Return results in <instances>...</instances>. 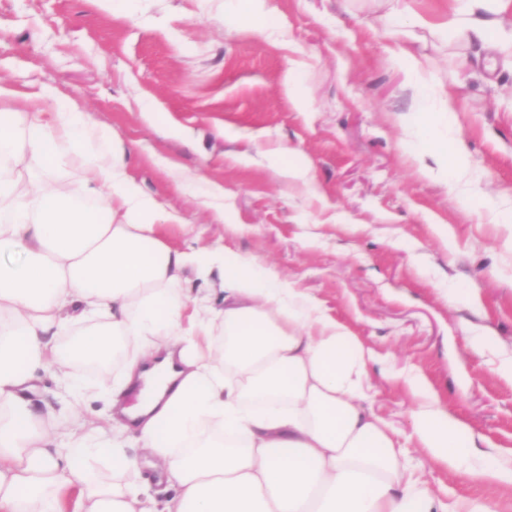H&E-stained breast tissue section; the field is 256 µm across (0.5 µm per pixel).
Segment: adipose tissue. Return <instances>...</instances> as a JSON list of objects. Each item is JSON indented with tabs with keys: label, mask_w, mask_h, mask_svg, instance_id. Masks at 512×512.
I'll return each mask as SVG.
<instances>
[{
	"label": "adipose tissue",
	"mask_w": 512,
	"mask_h": 512,
	"mask_svg": "<svg viewBox=\"0 0 512 512\" xmlns=\"http://www.w3.org/2000/svg\"><path fill=\"white\" fill-rule=\"evenodd\" d=\"M456 2L455 34L492 52L512 47V0ZM396 62L420 92L411 133L426 139L431 99L449 113L455 101L429 85L410 51ZM43 99L20 96L33 111L27 127L16 112L0 119V203L11 204L0 217V512H65L71 491L73 512H445L417 477L411 445L468 480L512 484V469L489 466L472 426L420 377L406 382L413 431L401 441L372 408V352L345 325L242 256L168 246L162 206L128 173L112 130L83 112L46 110ZM30 156L47 169L82 159L84 197L35 184L16 199ZM215 265L223 308L179 295L186 270ZM79 322L90 330L58 344ZM119 343L134 347L119 392L153 378L154 398L90 420L83 404L92 390L66 368ZM51 367L63 371L61 419L28 396L36 372ZM132 432L174 495L156 501L129 479ZM87 455L111 457V480L89 479Z\"/></svg>",
	"instance_id": "1"
}]
</instances>
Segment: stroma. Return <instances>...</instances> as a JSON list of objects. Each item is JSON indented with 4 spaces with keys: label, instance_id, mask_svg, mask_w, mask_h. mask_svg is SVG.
Segmentation results:
<instances>
[{
    "label": "stroma",
    "instance_id": "35a3bbf8",
    "mask_svg": "<svg viewBox=\"0 0 512 512\" xmlns=\"http://www.w3.org/2000/svg\"><path fill=\"white\" fill-rule=\"evenodd\" d=\"M268 6L275 26L257 32L232 0H0V87L46 90V107L112 129L172 217L169 245L252 259L345 324L372 349L374 408L401 435L419 375L492 464L512 465V378L498 371L512 356V65L487 67L486 51L441 31L451 0ZM402 47L456 97L471 194L404 154L417 90L393 62ZM277 153L286 167L267 165ZM299 160L310 183L288 175ZM409 456L441 502L512 512V485Z\"/></svg>",
    "mask_w": 512,
    "mask_h": 512
}]
</instances>
